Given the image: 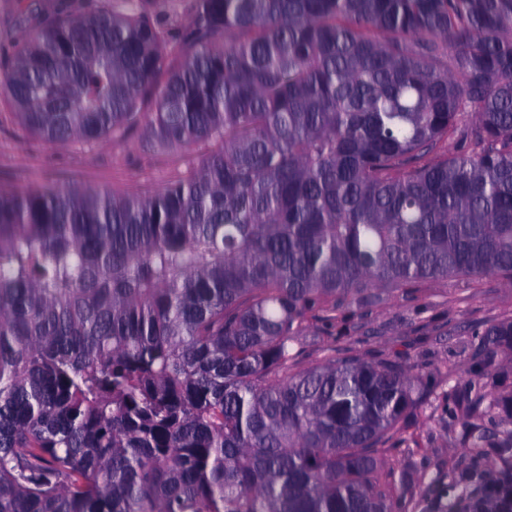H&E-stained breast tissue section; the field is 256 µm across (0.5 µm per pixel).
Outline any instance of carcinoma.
<instances>
[{
    "label": "carcinoma",
    "instance_id": "carcinoma-1",
    "mask_svg": "<svg viewBox=\"0 0 512 512\" xmlns=\"http://www.w3.org/2000/svg\"><path fill=\"white\" fill-rule=\"evenodd\" d=\"M190 2L0 53L40 139L191 155L158 193L0 189V512H512L511 321L442 394L468 453L429 497L394 463L433 396L401 352L297 368L376 288L512 281V0ZM188 4V0H152L149 9L158 16L182 19L187 14ZM504 365V371L499 377L488 386L496 396L512 395V352L506 351L501 355Z\"/></svg>",
    "mask_w": 512,
    "mask_h": 512
}]
</instances>
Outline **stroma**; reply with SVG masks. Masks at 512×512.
I'll return each instance as SVG.
<instances>
[{
  "label": "stroma",
  "instance_id": "stroma-1",
  "mask_svg": "<svg viewBox=\"0 0 512 512\" xmlns=\"http://www.w3.org/2000/svg\"><path fill=\"white\" fill-rule=\"evenodd\" d=\"M77 10L78 0H0V50L16 48L36 31L40 14L59 4ZM187 154L139 140L77 147L50 144L30 134L12 108L0 100V188L68 185L89 190L154 193L186 168ZM379 305L357 311L358 331L335 328L311 332L303 340L304 365L320 362L329 351L376 358L405 352L413 374L435 393L464 385L471 368L472 328L512 321V282L497 275L420 283L409 297L381 289ZM461 422H448L441 409L428 407L410 429L418 446L400 456L420 488L461 450Z\"/></svg>",
  "mask_w": 512,
  "mask_h": 512
}]
</instances>
